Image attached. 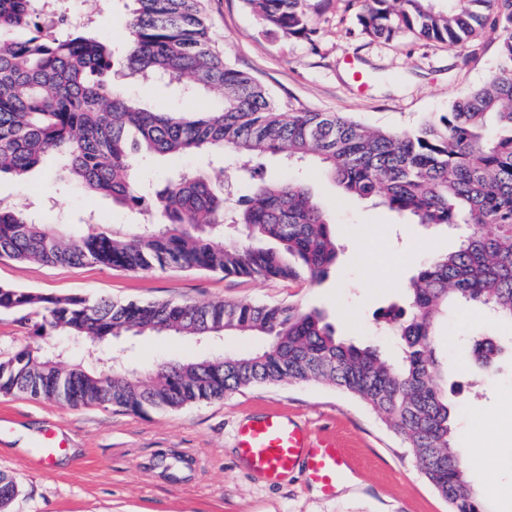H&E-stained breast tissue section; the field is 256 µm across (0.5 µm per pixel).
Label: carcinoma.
Wrapping results in <instances>:
<instances>
[{
	"instance_id": "obj_1",
	"label": "carcinoma",
	"mask_w": 512,
	"mask_h": 512,
	"mask_svg": "<svg viewBox=\"0 0 512 512\" xmlns=\"http://www.w3.org/2000/svg\"><path fill=\"white\" fill-rule=\"evenodd\" d=\"M37 2L0 0V177L21 180L50 156L82 189L138 210L146 222L119 232L89 224L72 233L1 205L0 257L320 283L338 258L330 214L299 179L255 178L251 163L263 154L314 163L352 197L411 224H463L467 235L412 277L407 306L382 315L385 330L401 342L395 361L337 338L319 311L290 304L58 298L0 285V311L16 322L84 340L124 333L261 340L249 351L145 373L96 362L65 366L23 347L0 357V394L139 414L222 400L256 385L328 382L403 440L449 512H488L467 478L433 338L452 302L483 306L512 322V0H348L369 38L410 33L451 48L465 43L489 11L501 26L500 65L485 85L415 128L382 130L337 112L281 111L211 44L201 0H129L120 61L86 24L39 23ZM246 3L267 29L316 42L307 0ZM117 67L130 78L205 91L207 104L147 110L114 90ZM227 150L241 159L250 185L233 202L206 171L166 177L152 199L137 179L143 157ZM498 353L491 338H474L472 358L480 366L492 368ZM1 490L5 510L21 487L0 471Z\"/></svg>"
}]
</instances>
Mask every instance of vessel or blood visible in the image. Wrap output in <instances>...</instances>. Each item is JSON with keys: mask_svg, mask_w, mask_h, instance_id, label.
Masks as SVG:
<instances>
[{"mask_svg": "<svg viewBox=\"0 0 512 512\" xmlns=\"http://www.w3.org/2000/svg\"><path fill=\"white\" fill-rule=\"evenodd\" d=\"M238 449L247 466L268 482H278L299 467L327 496L335 495L351 467L338 441L313 438L307 429L278 414L246 420L239 430Z\"/></svg>", "mask_w": 512, "mask_h": 512, "instance_id": "1", "label": "vessel or blood"}]
</instances>
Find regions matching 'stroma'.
Segmentation results:
<instances>
[{
	"label": "stroma",
	"mask_w": 512,
	"mask_h": 512,
	"mask_svg": "<svg viewBox=\"0 0 512 512\" xmlns=\"http://www.w3.org/2000/svg\"><path fill=\"white\" fill-rule=\"evenodd\" d=\"M92 17L94 31L122 55L128 40L125 0H70ZM210 34L224 57L254 76L286 112H339L371 128H411L447 111L461 94L483 85L499 63V41L485 27L457 48L408 34L385 41L361 34L346 0H308L318 31L316 42L269 32L245 0H204ZM125 95L163 110L198 107L200 96L181 94L176 84L122 77ZM236 157L186 153L174 159L146 158L143 182L157 185L172 170H223L232 195L246 194L235 178ZM330 211L340 248L329 277L312 286L301 281L227 277L205 271L168 270L137 274L99 265H48L0 258V285L55 297L93 296L119 301L293 304L321 310L338 335L371 344L391 359L401 344L385 333L376 315L403 304L410 277L433 254L458 246V235L405 224L383 207L346 197L316 166L301 174ZM0 201L33 214L44 224H67L82 231L87 212L106 228L125 230L138 223L137 210L113 206L62 178L51 162L36 167L26 181L0 179ZM496 337L503 352L492 373L471 357L472 339ZM69 348L74 360L87 359L96 346L70 347L67 337L39 334L0 313V351L18 347ZM253 341L226 336L201 341L187 336H116L111 350L142 371L160 363L237 353ZM442 378L455 405V421L468 478L489 512H512V484L494 457L474 456L476 439L512 455V325L487 309L452 306L434 339ZM277 413L313 434L342 442L353 468L325 496L295 471L267 483L241 461L237 433L244 419ZM47 429L67 444L64 460L49 468L35 448ZM0 470L15 475L21 493L10 512H449L401 440L379 417L336 387L284 382L237 391L219 402L178 411L132 414L120 410L74 409L20 395L0 394Z\"/></svg>",
	"instance_id": "obj_1"
}]
</instances>
